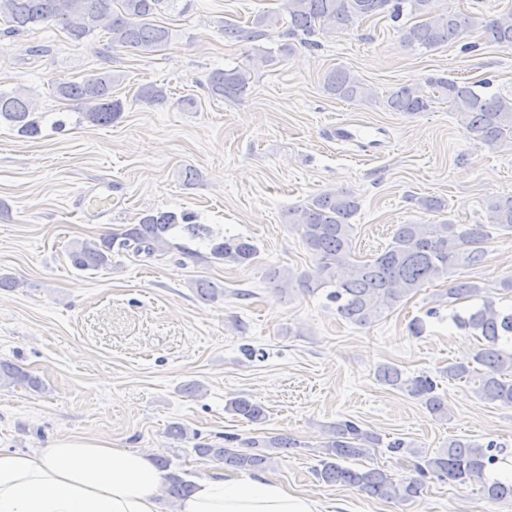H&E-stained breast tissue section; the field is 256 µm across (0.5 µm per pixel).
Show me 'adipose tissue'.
Listing matches in <instances>:
<instances>
[{
  "label": "adipose tissue",
  "instance_id": "adipose-tissue-1",
  "mask_svg": "<svg viewBox=\"0 0 512 512\" xmlns=\"http://www.w3.org/2000/svg\"><path fill=\"white\" fill-rule=\"evenodd\" d=\"M164 477L145 455L63 434L50 447L0 448V512H159ZM306 493L266 479L197 478L176 512H320Z\"/></svg>",
  "mask_w": 512,
  "mask_h": 512
}]
</instances>
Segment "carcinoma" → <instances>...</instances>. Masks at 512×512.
<instances>
[{"instance_id":"1","label":"carcinoma","mask_w":512,"mask_h":512,"mask_svg":"<svg viewBox=\"0 0 512 512\" xmlns=\"http://www.w3.org/2000/svg\"><path fill=\"white\" fill-rule=\"evenodd\" d=\"M433 0H284L288 15V35L300 38L306 46L314 45L310 37L334 34L384 13L397 22L404 12L418 21L398 27L401 43L409 48L435 49L459 37L464 24L471 19L461 13L432 7ZM168 0H0L3 36L23 35L40 25L62 26L75 42H82L101 30L109 34L114 48H130L152 52L165 45L168 28L153 23V17ZM278 14L262 13L252 27L224 25V37L230 41H249L261 37L265 29L277 26ZM479 39L504 48H512V13L484 19L477 25ZM252 68L238 65L216 70L208 77V90L213 96L235 100L243 95L251 82ZM431 91L401 85L391 90L384 106L391 112H426L436 97L448 100L457 117L471 133L491 149L512 143V96L488 94L469 83L446 78L427 81ZM324 88L332 96L355 101L368 96L362 81L343 68L330 70L324 76ZM54 92L65 99L78 101L83 116L95 126H107L123 112L120 100L112 98V73L87 76L80 81H56ZM30 97L0 91V121L13 127L18 135L35 138L41 132ZM360 203L352 195L326 192L314 196L306 205L288 210V223L301 230L308 251L315 258L310 271L293 274L274 269L269 278L283 285H295L302 293L323 295L336 304V312L349 322L366 326L391 310L404 298L417 293L425 285L448 278L459 264L479 266L486 262L487 244L512 234V195L490 196L484 201L487 223L478 224H399L391 241L368 259L356 256L352 247L355 225L351 219ZM187 212L156 210L142 216L137 224L128 225L120 233H112L97 241L75 245L68 252L71 266L79 271L100 270L112 265V255L127 254L151 258L175 248L188 257L197 253L185 244L172 242L182 236L190 241L207 242L205 258L215 262L250 265L258 254L257 246L239 235L215 234L205 224L193 223ZM485 287L476 281L452 283L445 292L435 295L434 302L448 301L450 317L457 327L479 337L478 351L466 361L448 365V377L458 380L477 379L478 395L504 407H512V309L508 310L485 298L479 305L460 309L458 304L477 300ZM376 379L418 400L440 419L448 418V405L437 393L438 384L421 373L408 375L398 366L381 364ZM20 386L40 391L42 381L21 366L0 361V387ZM228 409L242 419L260 423L266 419L264 407L247 397H238ZM381 443L378 435L366 431L351 419L329 426L322 445L321 459L314 469L319 482L341 485L386 500L411 501L417 498L428 479L460 484L475 482L480 492L491 500H512V479L494 474L502 462V450L489 441L475 444L452 440L436 455L424 456L414 464V475L395 481L375 469H354L343 465L348 459L366 456L369 448ZM248 450L200 444L194 451L234 470L254 471L272 462L274 450L299 448L292 437L279 434L262 440L245 442ZM192 483L176 473L166 476L165 493L173 499L186 497Z\"/></svg>"}]
</instances>
